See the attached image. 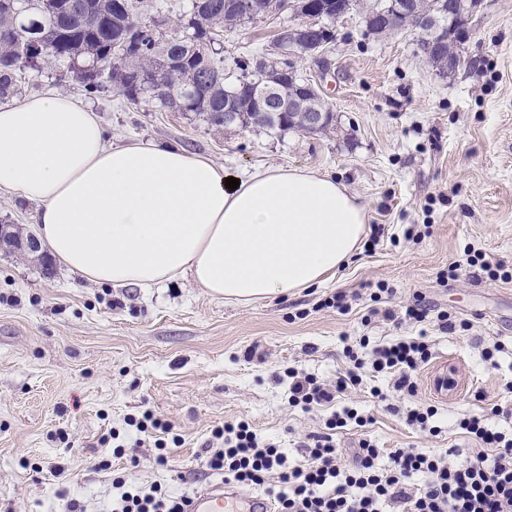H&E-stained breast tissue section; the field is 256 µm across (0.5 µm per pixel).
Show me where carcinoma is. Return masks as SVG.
Segmentation results:
<instances>
[{"label":"carcinoma","mask_w":512,"mask_h":512,"mask_svg":"<svg viewBox=\"0 0 512 512\" xmlns=\"http://www.w3.org/2000/svg\"><path fill=\"white\" fill-rule=\"evenodd\" d=\"M142 0H0V102L21 93L28 70L66 68L94 94L104 81L133 104H153L163 112H189L209 126L224 128V111L243 114L242 127L285 134L300 128L288 124V113L254 110L255 87L247 82L229 90L217 49L203 42L212 32L238 25L239 0H191L168 33L163 21L143 23L130 33L129 23ZM136 56L115 54L128 38ZM300 77L288 62L270 68L266 82L283 94L296 91Z\"/></svg>","instance_id":"cac0c4a2"}]
</instances>
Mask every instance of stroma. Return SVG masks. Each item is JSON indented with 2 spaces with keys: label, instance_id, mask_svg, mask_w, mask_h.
Masks as SVG:
<instances>
[{
  "label": "stroma",
  "instance_id": "1",
  "mask_svg": "<svg viewBox=\"0 0 512 512\" xmlns=\"http://www.w3.org/2000/svg\"><path fill=\"white\" fill-rule=\"evenodd\" d=\"M291 21L285 12L225 29V71L270 50ZM471 26L463 67L442 76L417 54L414 31L374 36L356 11L338 22L328 70L298 64L336 114L326 135L218 130L130 104L110 86L93 98L116 142L175 144L240 177L274 165L335 176L385 236L327 284L249 304L214 299L188 277L148 289L96 285L59 267L48 277L36 262L0 252V512H68L73 499L86 512H108L118 476L192 493L223 480L206 467L205 449L214 429L241 420L299 461L305 436L324 431L332 409L289 405V370L335 382L350 366L346 340L362 336L423 334L432 358L415 396L396 394L383 375L346 393L343 403L372 422L336 430L337 447H357L366 434L384 449H467L460 418L512 405V280L442 276L468 243L512 269V0H486ZM406 224L429 230L393 244ZM382 282L392 297L372 301ZM339 291L352 296L350 312L321 307ZM418 299L434 309L425 322L382 315ZM441 312L469 329L442 332ZM497 342L504 352L485 361ZM449 368L455 387L435 393L432 375ZM375 385L386 401L371 398ZM427 405L439 435L406 422L408 410ZM146 409L173 421L182 438L167 466L154 464L152 441L126 423ZM112 431L123 458L99 443ZM104 459L110 469H98ZM60 463L69 468L62 480L53 475Z\"/></svg>",
  "mask_w": 512,
  "mask_h": 512
}]
</instances>
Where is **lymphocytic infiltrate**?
<instances>
[{"label":"lymphocytic infiltrate","mask_w":512,"mask_h":512,"mask_svg":"<svg viewBox=\"0 0 512 512\" xmlns=\"http://www.w3.org/2000/svg\"><path fill=\"white\" fill-rule=\"evenodd\" d=\"M351 366L327 385L316 378L294 376L289 402L304 411L324 407L340 399L363 381L364 371L390 376L393 391L414 396L418 374L432 357L425 337H401L371 343L360 337L357 345L346 346ZM512 418V408L494 405L490 414L463 417L458 427L480 451L464 455L448 448L434 454L411 448L381 451L370 438H361L350 465H343L342 451L333 430L348 425L365 427L369 419L356 408L341 407L326 419V433L314 436L303 446L302 461L289 463L273 445L258 440L248 422L240 421L213 430L214 448L207 465L223 472L225 481L237 487H260L270 480L283 484L275 495L277 512H512V431L492 426L489 415ZM128 423L144 436L153 438L155 462L166 465L173 449L169 437L174 425L145 410ZM389 464L379 467L380 456ZM423 477L415 487L414 477ZM119 490L111 512H183L185 497L174 496L161 486L142 487L114 480Z\"/></svg>","instance_id":"obj_1"}]
</instances>
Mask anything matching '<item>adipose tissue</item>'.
<instances>
[{
	"instance_id": "adipose-tissue-1",
	"label": "adipose tissue",
	"mask_w": 512,
	"mask_h": 512,
	"mask_svg": "<svg viewBox=\"0 0 512 512\" xmlns=\"http://www.w3.org/2000/svg\"><path fill=\"white\" fill-rule=\"evenodd\" d=\"M228 176L177 146L114 143L71 95L0 103V189L38 204L42 245L89 282L188 275L211 297L261 301L325 284L359 251L366 208L336 177L271 166L231 190Z\"/></svg>"
}]
</instances>
